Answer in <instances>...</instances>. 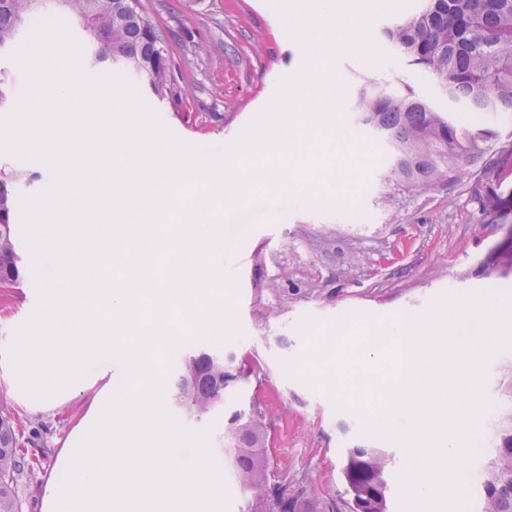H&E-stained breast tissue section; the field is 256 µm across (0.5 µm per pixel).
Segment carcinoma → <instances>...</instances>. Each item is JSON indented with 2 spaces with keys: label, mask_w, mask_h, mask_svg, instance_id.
Listing matches in <instances>:
<instances>
[{
  "label": "carcinoma",
  "mask_w": 512,
  "mask_h": 512,
  "mask_svg": "<svg viewBox=\"0 0 512 512\" xmlns=\"http://www.w3.org/2000/svg\"><path fill=\"white\" fill-rule=\"evenodd\" d=\"M87 34L92 63H109L148 86L158 99L172 94L164 32L142 6L128 0H56ZM36 0H0V47L14 45L22 25L34 15ZM382 34L389 45L425 75L450 91L449 99L490 112H512V0H424L414 13L396 16ZM356 123L385 144L390 177L407 191H423L463 176V165L481 160L487 130L462 128L413 91L388 92L364 83L354 106ZM512 169V150L501 152L496 174L469 188L478 211L476 235L492 224H512V194L500 191ZM37 179L0 166V288L22 278L16 224V185ZM478 275H512V247L488 251ZM500 399L491 419L488 454L477 472L448 460V467L477 481L479 512H512V358L497 367ZM267 372L256 359L233 352L190 349L176 362L170 401L196 420L224 412V467L241 491L239 512H389L388 474L393 454L384 448L347 449L341 473L345 498L336 490L317 497L302 487L290 495L269 456L273 410L255 395L233 400L250 386L260 389ZM12 407L0 399V512H21L20 489L33 476L18 448Z\"/></svg>",
  "instance_id": "obj_1"
}]
</instances>
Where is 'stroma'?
Instances as JSON below:
<instances>
[{
  "label": "stroma",
  "mask_w": 512,
  "mask_h": 512,
  "mask_svg": "<svg viewBox=\"0 0 512 512\" xmlns=\"http://www.w3.org/2000/svg\"><path fill=\"white\" fill-rule=\"evenodd\" d=\"M141 3L167 36L174 79L169 99L156 100L127 74L89 67L82 30L47 10L30 20L26 45L0 52V69L14 77L17 88L14 102L0 110V160L42 173L37 151L22 150L11 129H46L59 151H71L77 125L98 119L107 84L113 111L133 106V130L147 147L175 144L222 162L235 159L243 136L271 133L296 155L317 141L329 152L339 145L347 154H374L375 164L353 198L288 204L273 214L263 203L265 189L248 186L232 206L215 202V212L224 217V251L238 260V274L213 283L199 297L198 320L187 322L173 312L178 347L250 352L267 369L260 395L278 409L270 457L277 470L294 475L289 491H296L300 479L317 494L327 487L343 490L345 450L357 442L389 449L395 456L389 475L391 512H477L476 487L465 484L459 493H443L456 475L442 460L425 464L435 478L434 489L419 497L406 494L401 480L412 454L382 429L388 400L372 382L339 378L323 383L325 365L314 349L335 332L416 320L467 297L489 299L512 315V276L490 281L473 274L501 231L491 226L484 237L475 238L477 215L466 183L410 192L389 179L383 145L355 123L357 83L370 79L390 83L395 90L412 88L439 110L456 113L463 126L493 129L497 136L486 156L490 162L500 151L512 149V113L467 112L462 104L448 101L438 85L381 40L392 10L381 0H364V14L349 11L343 17L344 42L330 62L331 77L324 86L330 94L325 121L305 128L284 123L273 105L298 78L316 76L305 42L289 27L286 15L307 13L311 0ZM58 84L73 86L77 98L59 100L54 93ZM200 189L193 178L165 185L162 191L172 199V209L162 217L146 216L168 249L178 247L179 220ZM43 192L39 180L18 193L15 222L21 232L24 286L0 290V397L15 406L24 457L35 472L21 491L22 512H51L45 500L48 485L68 480L64 439L95 395L87 389L50 414L17 406L13 393V339L41 316L44 304L32 230L38 221L35 203ZM167 251L154 257L155 279L164 277ZM218 305L224 311L223 331H201L199 319H212ZM488 344L470 417L481 435L498 402L496 366L512 355V335L489 337ZM167 414L183 436L185 452H192L193 441H203L210 468L221 472L224 463L215 446L224 431L223 416L194 422L172 408ZM344 423L349 431H341Z\"/></svg>",
  "instance_id": "1"
}]
</instances>
